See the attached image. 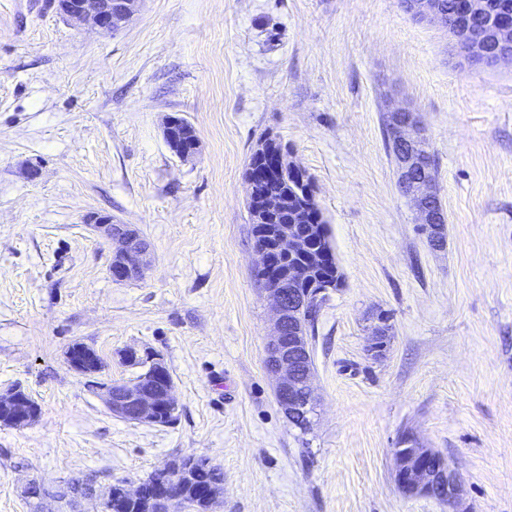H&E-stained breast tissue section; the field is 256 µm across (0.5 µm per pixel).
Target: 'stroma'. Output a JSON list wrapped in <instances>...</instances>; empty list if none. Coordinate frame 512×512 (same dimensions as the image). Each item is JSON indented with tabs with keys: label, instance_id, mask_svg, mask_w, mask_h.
Returning <instances> with one entry per match:
<instances>
[{
	"label": "stroma",
	"instance_id": "1",
	"mask_svg": "<svg viewBox=\"0 0 512 512\" xmlns=\"http://www.w3.org/2000/svg\"><path fill=\"white\" fill-rule=\"evenodd\" d=\"M396 109L436 159L440 247L397 187ZM171 114L192 158L164 141ZM267 137L313 179L342 278L309 332L307 430L265 369L244 174ZM93 212L150 242L142 279L112 281ZM76 341L115 382L136 374L126 350L159 354L175 422L112 416L65 359ZM17 384L41 414L0 428V512H63L70 478L137 483L189 455L224 471L214 512H455L397 490L406 431L457 472L465 512H512V65H460L401 0H143L109 34L0 0V390ZM180 120L186 126H189V127L193 128V130H195L194 127L185 118L180 117ZM181 121H179V116H173V115L168 116L166 118V120L164 122V126H163V137H164L167 147L174 154H176L180 158H183V159L188 158L189 159V157L193 156L199 149L200 141H199V137L196 134V136L193 137V138H195V140L193 141V146H192V149L190 150L191 152H189L188 154L183 156V154L181 152V148L178 143L179 141L177 138V131H178L177 129H178V125L181 124Z\"/></svg>",
	"mask_w": 512,
	"mask_h": 512
}]
</instances>
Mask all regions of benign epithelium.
I'll use <instances>...</instances> for the list:
<instances>
[{
    "instance_id": "benign-epithelium-1",
    "label": "benign epithelium",
    "mask_w": 512,
    "mask_h": 512,
    "mask_svg": "<svg viewBox=\"0 0 512 512\" xmlns=\"http://www.w3.org/2000/svg\"><path fill=\"white\" fill-rule=\"evenodd\" d=\"M139 3L140 0H59L58 5L69 20L109 33L131 21ZM402 6L419 20L434 21L453 31L460 48L461 63L485 67L512 63V25L494 14L490 0H466L463 14L449 10L445 0H402ZM387 123L391 139L397 146L399 187L412 197L421 224L430 241L436 245L437 233L440 232L437 224L444 215L433 207V202L440 201L435 180L422 173L424 158L417 147L425 140L423 128L413 113L405 109L389 113ZM179 124V117H167L163 137L167 147L180 157L184 154L177 138ZM199 144V140H194L191 152L184 156H193ZM254 158L256 162L249 165L246 175L247 190L252 196L256 195L257 183L274 174L289 172L296 177L298 184L307 182L308 174L290 160L288 149L271 138L258 146ZM305 197H310V193L298 188L286 195L264 193L261 195L262 210L254 216L255 223L263 225L262 231L254 236L259 268L268 266L274 253L288 256V269L277 272L263 289L273 301L277 315L273 335L266 347V366L276 382L278 406L288 420L301 429L311 426L316 407L311 366L306 362L309 354L307 326L329 293L339 288V282H331L322 275L326 252L321 250L309 232L297 224L271 226L267 221L273 215L305 206ZM86 223L112 243L110 266L117 267V273L111 278L123 283L143 276L149 264L150 250L134 234V228L128 224L113 223L112 216L106 213H94L87 217ZM385 325V319L378 318L369 345L373 356L385 350L381 346V341L385 340ZM65 357L113 415L139 424L160 425L166 415L175 413L173 382L168 381L159 388L150 386L166 370L158 355L148 352L141 355L135 350L125 353V361L140 367L141 371L124 383L102 381L98 374L80 368L79 363L73 361L70 349ZM1 406L9 410L11 424L19 428L28 426L37 418L34 401L19 388L14 387L6 395H0ZM394 458L393 480L403 495H424L458 503L457 473L438 452L406 435L400 440L399 448L395 449ZM196 461L195 457L173 460L161 468L158 478L136 485L121 481L104 484L97 489L91 488L88 497L98 499L103 508L112 498L120 496L125 500H142L149 505L157 503L164 506L166 512H187L182 489L191 480Z\"/></svg>"
}]
</instances>
